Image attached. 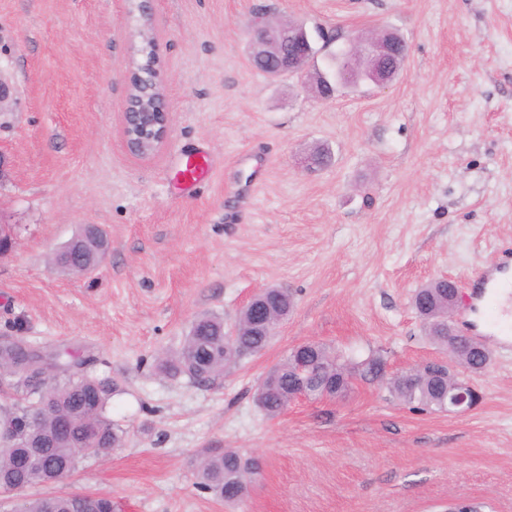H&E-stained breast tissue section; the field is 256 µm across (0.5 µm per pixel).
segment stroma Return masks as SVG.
Instances as JSON below:
<instances>
[{
	"label": "stroma",
	"instance_id": "obj_1",
	"mask_svg": "<svg viewBox=\"0 0 512 512\" xmlns=\"http://www.w3.org/2000/svg\"><path fill=\"white\" fill-rule=\"evenodd\" d=\"M170 102L153 156L125 143L131 0H0V336L93 355L122 389L106 409L121 447L48 492L111 497L114 512H443L465 495L512 512V352L465 379L464 413L414 412L355 381L338 400L266 417L267 372L319 341L388 373L442 358L411 306L431 279L458 281L455 323L494 344L471 283L512 253V0H148ZM346 44L383 27L409 54L386 88L318 100L296 75L250 60L259 13ZM331 151L313 171L299 160ZM208 175L184 188L185 156ZM109 250L83 275L49 258L82 225ZM276 285L294 308L262 353L208 384L159 374L194 320L224 318ZM237 449L261 474L234 504L200 489L193 461Z\"/></svg>",
	"mask_w": 512,
	"mask_h": 512
}]
</instances>
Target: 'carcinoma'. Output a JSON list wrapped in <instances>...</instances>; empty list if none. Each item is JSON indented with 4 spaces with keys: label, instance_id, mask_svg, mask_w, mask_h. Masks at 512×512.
Wrapping results in <instances>:
<instances>
[{
    "label": "carcinoma",
    "instance_id": "obj_1",
    "mask_svg": "<svg viewBox=\"0 0 512 512\" xmlns=\"http://www.w3.org/2000/svg\"><path fill=\"white\" fill-rule=\"evenodd\" d=\"M92 233L82 227L72 243L57 249L51 257L52 269L78 274L73 254L84 238ZM448 303V291H419L414 307L421 315L425 333L443 351H450L456 364L470 373L480 372L483 355L459 339L448 347L446 325L424 314ZM233 336L224 335V319L216 315L197 318L185 336L181 348L160 362V371L168 376L186 375L210 382L224 373L245 353H260L272 337L256 330L243 318L236 321ZM36 349L25 338L16 336L0 343V386L12 389L17 399L0 404V491L9 493L17 483L52 485L69 477L83 459L98 457L122 445L125 432L105 416V408L119 383L110 377L88 376L81 367L93 362L90 356L77 358L67 350H54L53 359L62 379L47 390L34 382L26 371L32 365ZM336 380V397L349 391L356 380L378 382L398 402L414 409L448 411V387L460 381L458 374L431 361L389 375L381 357L363 360L314 343L308 349L295 346L267 374L257 393V405L269 418L280 416L296 400L298 384L306 398L323 400L327 383ZM194 466L199 485L212 496L233 504L248 492L250 477L259 466L232 448L206 452L196 457ZM0 512H82V501L75 495L42 496L11 502Z\"/></svg>",
    "mask_w": 512,
    "mask_h": 512
}]
</instances>
